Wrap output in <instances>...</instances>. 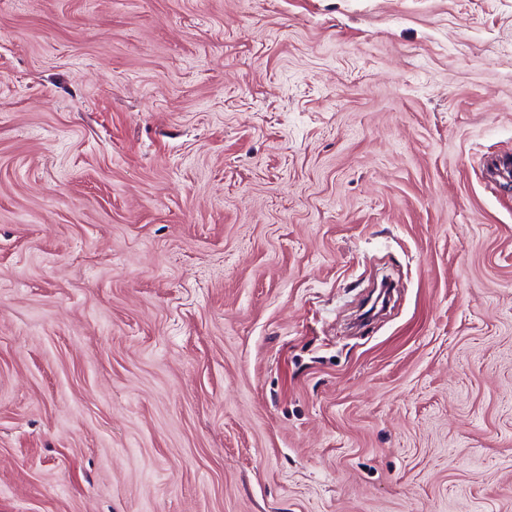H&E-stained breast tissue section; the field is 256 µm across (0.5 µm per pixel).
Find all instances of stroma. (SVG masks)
I'll list each match as a JSON object with an SVG mask.
<instances>
[{
    "mask_svg": "<svg viewBox=\"0 0 512 512\" xmlns=\"http://www.w3.org/2000/svg\"><path fill=\"white\" fill-rule=\"evenodd\" d=\"M502 159L512 0H0V512H512Z\"/></svg>",
    "mask_w": 512,
    "mask_h": 512,
    "instance_id": "35a3bbf8",
    "label": "stroma"
}]
</instances>
